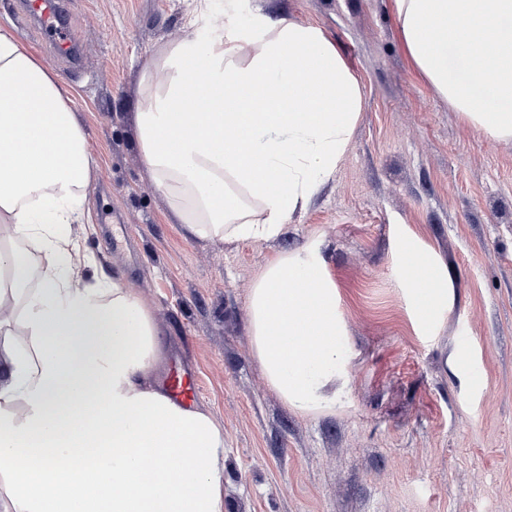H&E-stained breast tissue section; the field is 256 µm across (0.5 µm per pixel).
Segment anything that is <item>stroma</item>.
Returning <instances> with one entry per match:
<instances>
[{"mask_svg": "<svg viewBox=\"0 0 512 512\" xmlns=\"http://www.w3.org/2000/svg\"><path fill=\"white\" fill-rule=\"evenodd\" d=\"M226 0H68L79 67L18 0L0 25L73 95L99 168L80 233L98 270L154 305L167 369L200 384L224 428L226 512H512V141L482 135L407 59L389 0H237L315 24L357 76L363 109L335 176L269 242L186 236L148 173L133 112L159 50L207 39ZM410 231L441 258L448 308L421 331L397 283ZM318 247L341 299L348 396L301 414L251 346L249 290L275 254Z\"/></svg>", "mask_w": 512, "mask_h": 512, "instance_id": "35a3bbf8", "label": "stroma"}]
</instances>
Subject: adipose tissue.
Returning <instances> with one entry per match:
<instances>
[{
    "instance_id": "adipose-tissue-1",
    "label": "adipose tissue",
    "mask_w": 512,
    "mask_h": 512,
    "mask_svg": "<svg viewBox=\"0 0 512 512\" xmlns=\"http://www.w3.org/2000/svg\"><path fill=\"white\" fill-rule=\"evenodd\" d=\"M412 66L485 136L512 140V0H390ZM358 79L314 25L227 9L208 42L163 49L140 79L138 146L194 237L273 241L343 159ZM98 169L70 92L0 27V512H225L224 428L158 386L150 304L72 225ZM422 327L448 305L442 262L398 239ZM253 354L300 413L343 403L336 283L319 249L276 254L249 292Z\"/></svg>"
}]
</instances>
